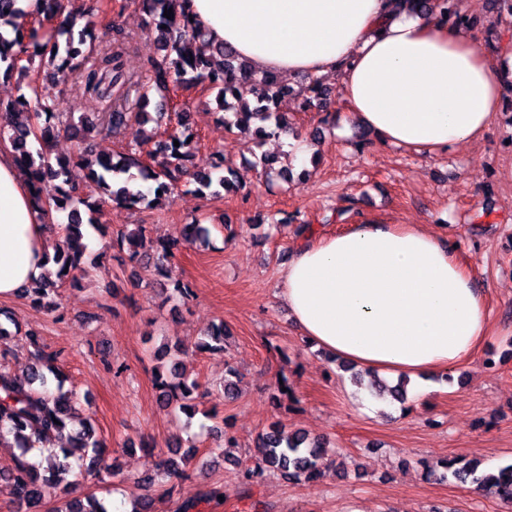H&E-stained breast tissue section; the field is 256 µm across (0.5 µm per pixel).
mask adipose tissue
<instances>
[{
    "label": "adipose tissue",
    "instance_id": "1",
    "mask_svg": "<svg viewBox=\"0 0 512 512\" xmlns=\"http://www.w3.org/2000/svg\"><path fill=\"white\" fill-rule=\"evenodd\" d=\"M196 27L258 72L329 74L385 145L434 157L481 140L504 108L475 39L397 0H185ZM29 174L0 147V297L52 271ZM280 296L315 348L386 377L448 370L488 335L484 295L453 242L369 222L298 247Z\"/></svg>",
    "mask_w": 512,
    "mask_h": 512
}]
</instances>
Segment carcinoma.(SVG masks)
<instances>
[{"instance_id": "obj_1", "label": "carcinoma", "mask_w": 512, "mask_h": 512, "mask_svg": "<svg viewBox=\"0 0 512 512\" xmlns=\"http://www.w3.org/2000/svg\"><path fill=\"white\" fill-rule=\"evenodd\" d=\"M145 25L156 33L162 60L152 65L153 89L164 94L180 87L202 85L215 93V100L224 111V124L229 131L254 134L258 137L290 132L294 127L279 112L284 88L277 85L273 74L258 75L247 69L239 55L223 44H212L180 10L181 0H144ZM412 9L431 13L445 20L462 23L460 0H404ZM19 0H0V27L12 24L20 11ZM172 10L171 17L164 11ZM14 37L8 39L0 32V75L10 78L17 73L28 75V67L21 64V54L27 52L25 39L33 41L40 65L52 68L56 83L67 86L70 75L76 73L83 83V91L94 96L112 127L118 128L136 121L151 126L145 140L153 142L149 160L141 151L130 148L116 157L97 154L87 143L89 121L84 116L70 115L61 123L64 133L75 141L68 156L51 157L46 145L55 137L57 125L56 103L40 97L38 86L27 84L32 98L21 94V99L0 101V140L9 142L18 161L34 177L33 192L38 207L49 219L57 213L63 216L58 224V236L52 245L53 253L46 260L57 266L55 276H46L34 286L22 290L21 295L33 297V303L45 311L61 308L60 288L65 283L80 286L92 281L100 267L102 254L90 256L82 242L83 216L79 206L93 209L84 198V190L97 192L103 200L134 209L146 201L147 193L130 188V183L141 180L156 183L155 190L171 194L188 179L209 189L216 184L226 190L238 185L232 178L217 175L222 161H204V165L189 171L186 161L195 157L193 135L185 134L189 113H176L177 128L171 132L161 130L167 112H149L146 103L149 90L130 99L139 80L130 74L124 63L125 48L120 45L92 46L93 34L89 25L74 34L69 26H58L44 32V42L38 41L39 28L33 26L24 34L13 28ZM296 96L302 99V111L320 109L325 105L326 90L323 83L309 78L299 87ZM25 114V120L12 122L10 118ZM179 146H174V141ZM211 230L196 222L186 225L182 237L158 250L146 234V227L137 225L131 231L118 230L112 246L125 248L129 257L143 264L153 263L158 273L170 274L169 259L173 249L182 243L189 247L207 245ZM34 346V351L23 363L11 364L13 351L0 349V442L12 438L20 454L8 471H0V482L5 483L14 501L25 512H41L46 500L60 497L64 508L60 512H110L105 499L91 493L87 498H68L77 473L94 480L105 475H116L114 466L105 455V445L96 434L91 419L82 421L80 430L68 431L76 414V394L64 389L56 362L59 353L47 352L38 343V334L29 330L23 334ZM224 324L214 325L195 343L199 352L222 353ZM187 351L173 346L167 373L156 375L159 401L173 412L192 417L196 402L212 395L201 385L186 378L182 359ZM53 434L61 439L57 450L43 456L40 461L28 459L29 452L39 442ZM255 462L241 470V483L251 487L267 473L278 474L289 481L311 482L322 476L323 446L304 432H285L274 423L260 433L255 442ZM481 462L465 463L437 460L426 465L427 473L450 477L457 483L477 484L483 491L512 504V464L497 468L494 474L480 469Z\"/></svg>"}]
</instances>
